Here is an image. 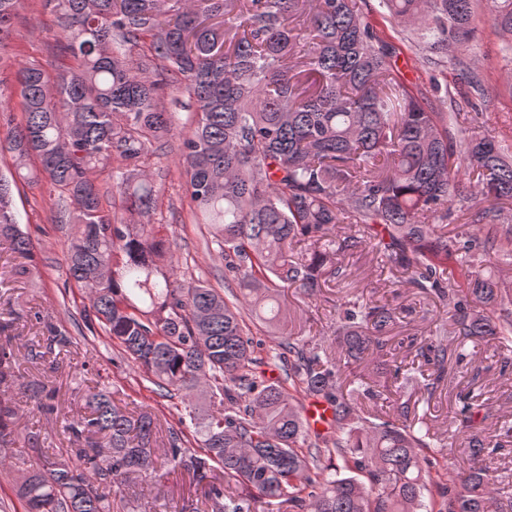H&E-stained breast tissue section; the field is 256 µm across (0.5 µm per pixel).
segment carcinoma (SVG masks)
I'll return each instance as SVG.
<instances>
[{
  "label": "carcinoma",
  "instance_id": "1",
  "mask_svg": "<svg viewBox=\"0 0 512 512\" xmlns=\"http://www.w3.org/2000/svg\"><path fill=\"white\" fill-rule=\"evenodd\" d=\"M365 0H45L76 61L51 75L37 60L18 66L24 112L8 124L0 150L19 178L35 155L54 192L58 223L73 225L68 279L88 291L85 327L109 338L160 396L181 398L179 423L157 446L153 414L133 415L107 389L90 390L86 412L64 430L76 447L48 453L40 436H20V409L0 398V468L14 475L24 512H112L130 477L158 462L192 474L211 512H503V477L480 465L436 466L423 449L438 433L404 399L432 393L448 354L491 338L512 352V290L494 270L512 267V145L465 125L461 113L432 112L403 86L395 49L367 20ZM474 0H380L423 39L427 60L459 64ZM23 0H0V48L12 38ZM489 18L512 35V0H491ZM181 92L195 120L175 133L164 89ZM178 138L179 172L190 205L237 282L232 303L200 280L174 278V256L156 204L151 152ZM119 163L121 209L104 211L96 170ZM486 206L466 208L448 234L466 181ZM23 261L10 276L36 272L33 244L19 227L12 181L0 175V242ZM376 250L434 300L448 318L432 321L420 343L433 372L424 380L394 363L399 396L378 409L386 384L354 368L386 350L397 313L350 293L336 298L326 337L286 336L272 359L303 391L326 399L333 431L311 437L294 397L265 379L260 344L243 319L249 307L269 327L286 319L280 289L316 295L324 277L342 278L346 252ZM304 245L298 252L296 247ZM17 354L0 346V395L18 381ZM32 410L58 411L56 388L26 384ZM449 433L473 460L512 441V422L483 436L473 397H459Z\"/></svg>",
  "mask_w": 512,
  "mask_h": 512
}]
</instances>
